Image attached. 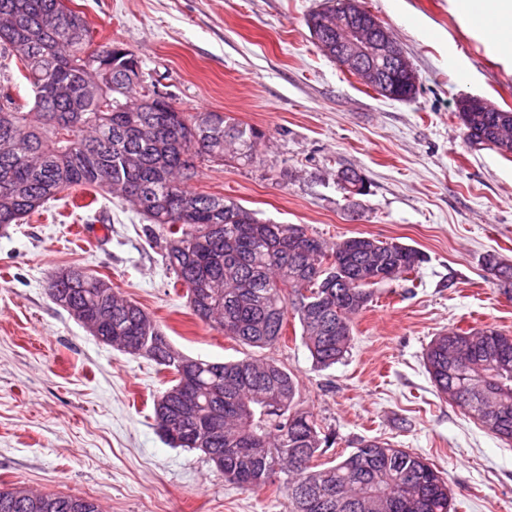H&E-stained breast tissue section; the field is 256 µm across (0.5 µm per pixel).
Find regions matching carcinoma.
<instances>
[{"instance_id": "1", "label": "carcinoma", "mask_w": 512, "mask_h": 512, "mask_svg": "<svg viewBox=\"0 0 512 512\" xmlns=\"http://www.w3.org/2000/svg\"><path fill=\"white\" fill-rule=\"evenodd\" d=\"M349 0L309 14L308 29L327 22ZM93 30L67 0H0V59L15 61L30 88L22 103L10 70L0 65V229L20 222L61 192L83 187L118 194L166 232L163 257L189 306L205 325L258 351L284 336L297 317L302 344L328 368L343 359L354 319L374 299L369 273L409 281L425 255L394 241L350 237L329 244L300 224L263 222L240 203L188 190L195 161H222L226 149L252 162L264 134L222 112L177 110L137 78L140 66L88 68ZM392 99L415 97L389 77ZM465 96L457 113L468 143L512 154V112H487ZM337 177L348 197L366 194L355 169ZM484 267L512 286V265L497 253ZM75 267L52 275L49 295L69 312L99 310L112 347L175 375L154 404L157 432L174 448L202 451L224 477L256 490L278 484L286 512H454L448 480L423 456L379 439H362L329 464L313 465L335 443L314 414L297 406L298 382L276 361L256 354L229 362L188 357L141 305L108 279ZM424 365L437 392L452 403L477 400L512 411V336L490 326L441 333ZM0 512H103L82 496L0 488Z\"/></svg>"}]
</instances>
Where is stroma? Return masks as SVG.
<instances>
[{"instance_id":"1","label":"stroma","mask_w":512,"mask_h":512,"mask_svg":"<svg viewBox=\"0 0 512 512\" xmlns=\"http://www.w3.org/2000/svg\"><path fill=\"white\" fill-rule=\"evenodd\" d=\"M402 45L418 77L408 101L383 97L318 50L306 18L326 0H71L94 41L135 54L184 112L216 111L265 134L254 161L206 162L188 186L233 198L259 218L301 224L333 243L395 241L427 260L411 281L376 286L345 357L314 366L293 325L267 357L299 382L336 443L363 438L428 458L457 512H512V445L440 396L424 353L440 333L487 325L512 335V295L482 264L512 263V154L468 144L466 95L512 111V54L500 53L455 0H360ZM365 176L348 200L339 170ZM84 189L0 230V487L97 498L105 512H284L283 489L245 490L198 450L156 432L153 399L171 371L103 344L56 305L47 283L79 266L138 302L183 353L208 361L247 349L191 312L162 260L164 231L117 197ZM89 229L74 236L76 225Z\"/></svg>"}]
</instances>
